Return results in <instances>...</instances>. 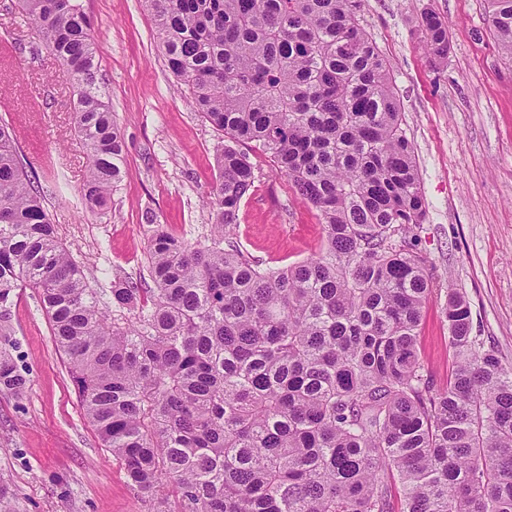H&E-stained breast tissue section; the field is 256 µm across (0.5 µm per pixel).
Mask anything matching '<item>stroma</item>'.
<instances>
[{"label": "stroma", "mask_w": 512, "mask_h": 512, "mask_svg": "<svg viewBox=\"0 0 512 512\" xmlns=\"http://www.w3.org/2000/svg\"><path fill=\"white\" fill-rule=\"evenodd\" d=\"M98 48L99 80L126 145L125 176L108 208L82 203L87 152L73 129L75 89L46 42L0 0V120L38 170L45 206L91 287L148 280L146 248L156 225L189 244L206 242V200L223 143L190 106L168 68L142 0H83ZM448 25L442 63L423 49L424 10ZM367 31L389 59L404 129L414 148L427 213L414 231L434 292L423 309L418 357L437 384L452 372L442 307L463 293L474 327L512 364V63L489 31L483 0H364ZM255 180L231 236L262 267L280 269L323 252L319 212L258 147ZM12 328L28 384L0 388V496L13 512H154L126 482L85 419L67 358L31 291Z\"/></svg>", "instance_id": "stroma-1"}]
</instances>
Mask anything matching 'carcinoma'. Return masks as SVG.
Wrapping results in <instances>:
<instances>
[{
    "instance_id": "cac0c4a2",
    "label": "carcinoma",
    "mask_w": 512,
    "mask_h": 512,
    "mask_svg": "<svg viewBox=\"0 0 512 512\" xmlns=\"http://www.w3.org/2000/svg\"><path fill=\"white\" fill-rule=\"evenodd\" d=\"M144 2L196 112L232 142L215 158L213 234L192 246L157 227L154 287L118 279L101 304L1 123L0 386L28 383L10 318L30 288L85 417L155 512H512V364L451 289L448 385L417 354L433 288L408 234L426 202L363 0ZM18 6L76 89L83 199L103 211L125 142L90 18L82 0ZM485 10L512 60V0ZM419 27L429 54L448 56L445 21L428 10ZM250 143L320 212L319 257L264 269L232 241Z\"/></svg>"
}]
</instances>
